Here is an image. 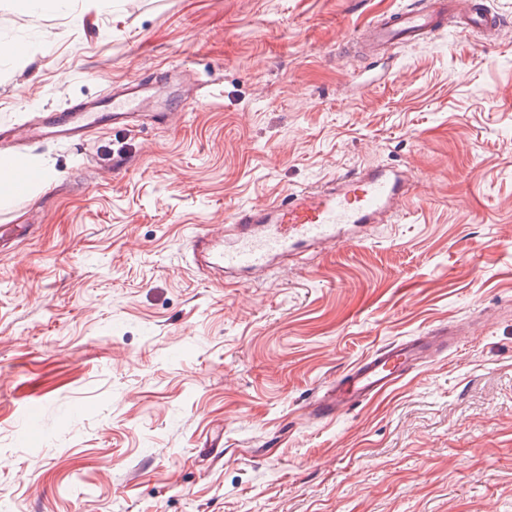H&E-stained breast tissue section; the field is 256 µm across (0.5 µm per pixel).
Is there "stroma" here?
<instances>
[{
  "mask_svg": "<svg viewBox=\"0 0 512 512\" xmlns=\"http://www.w3.org/2000/svg\"><path fill=\"white\" fill-rule=\"evenodd\" d=\"M410 0H0V124L157 83L165 125L18 141L53 176L0 204V512H512V0L357 45ZM203 86L181 100L169 69ZM390 223L276 261L188 235L366 167ZM460 342L334 419L315 396L382 345Z\"/></svg>",
  "mask_w": 512,
  "mask_h": 512,
  "instance_id": "obj_1",
  "label": "stroma"
}]
</instances>
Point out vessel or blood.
<instances>
[{
  "instance_id": "obj_1",
  "label": "vessel or blood",
  "mask_w": 512,
  "mask_h": 512,
  "mask_svg": "<svg viewBox=\"0 0 512 512\" xmlns=\"http://www.w3.org/2000/svg\"><path fill=\"white\" fill-rule=\"evenodd\" d=\"M498 37L504 21L482 10L477 0H430L390 13L369 32L373 46L408 42L422 44L425 36L447 21ZM112 110L101 113L97 103L72 101L63 111L39 116L25 130L4 129L7 138L53 135L74 142L97 129L103 120L127 125L138 119L151 98L150 83L142 79L112 91ZM407 176L400 170L365 169L337 179L331 189L309 188L287 201L240 210L235 216L236 243L221 245L224 227L196 225L190 237L194 256L206 266L233 273H251L276 257L308 244L335 243L342 229L356 224H379L401 208ZM457 339L453 328L441 327L408 340L383 345L339 375L317 396L311 412L321 419L335 418L391 389L432 358L448 352Z\"/></svg>"
}]
</instances>
